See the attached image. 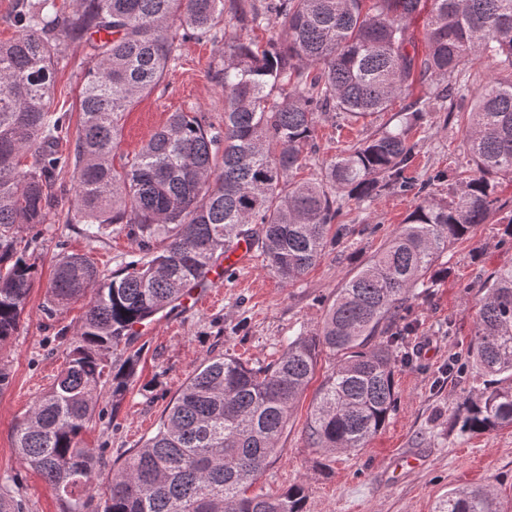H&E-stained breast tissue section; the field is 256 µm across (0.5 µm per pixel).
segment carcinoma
Segmentation results:
<instances>
[{"label": "carcinoma", "mask_w": 512, "mask_h": 512, "mask_svg": "<svg viewBox=\"0 0 512 512\" xmlns=\"http://www.w3.org/2000/svg\"><path fill=\"white\" fill-rule=\"evenodd\" d=\"M230 11L251 31L272 22L266 40L224 43L217 70L224 125L201 110L173 112L140 151L113 164L120 116L152 94L177 60L181 41L205 38ZM427 12L426 51L412 21ZM105 34L92 45L82 77V122L72 156L52 151L66 115L49 108L65 42ZM496 63L469 112L473 174L448 199L421 186L419 203L390 239L336 289L321 324L288 342L274 362L251 367L219 355L198 367L155 434L112 473L99 496L98 455L82 435L101 387L120 396L136 372L135 326L181 305L187 288L240 241L257 249L282 282L300 280L339 224L336 194L364 202L383 187L414 190L405 176L420 108L400 124L331 160L324 179L293 181L314 146L319 113L357 120L382 112L418 80L465 86L471 61ZM31 155L25 170L19 158ZM72 170L70 221L97 238L125 234L132 259L101 274L85 255L62 253L46 289L52 315L89 297L68 359L48 390L15 424L19 460L37 469L63 512H304L305 489L247 495L278 451L319 354L335 363L307 425L309 446L354 452L395 410L398 332L415 289L441 273L437 261L496 210L498 179L512 178V0H55L21 4L16 34L0 41V347L17 332L35 282L18 255L16 229L48 223L58 204L50 178ZM468 354L490 380L462 402L465 433L512 425V268L479 285ZM398 332L386 333L388 329ZM122 349L119 362L109 353ZM0 512H23L0 487ZM437 512H502L487 485L463 486Z\"/></svg>", "instance_id": "obj_1"}]
</instances>
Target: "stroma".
Here are the masks:
<instances>
[{
  "label": "stroma",
  "instance_id": "obj_1",
  "mask_svg": "<svg viewBox=\"0 0 512 512\" xmlns=\"http://www.w3.org/2000/svg\"><path fill=\"white\" fill-rule=\"evenodd\" d=\"M246 35L228 15L212 36L182 42L179 59L162 85L124 113L117 156L136 153L169 113L191 105L200 107L212 123L222 124L224 98L215 72L222 65L225 39ZM89 52L88 44H67L56 68L51 105L70 116L67 133L55 144L56 152L63 155L74 150L81 78ZM469 72L463 98L444 91L430 98L427 84L417 83L387 111L356 122L339 112L321 113L315 147L301 177H322L331 158L394 128L398 112L423 100L427 114L410 135L417 148L406 175L414 183H429L432 194L447 197L448 176L466 169L470 159L466 113L491 74L483 59ZM439 171L446 174L440 181L435 178ZM498 195L502 209L469 238L450 246L439 260L445 276L418 289L408 302L413 330L401 349L412 354L413 362L395 372L397 408L382 430L365 448L351 453L326 454L309 447L307 418L333 364L332 357L320 354L315 376L293 411L279 450L250 494H274L300 484L305 488V512H434L453 489L488 482L495 486L504 512H512V427L468 434L453 423L463 397L486 382L485 376L463 363L474 338L478 292L473 284L479 274L512 267V229L507 226L512 217V182L502 181ZM417 203L414 192L392 189L361 203L337 196L336 221L353 226L354 231L340 238L295 284L282 283L266 268L260 253L250 250L245 261L233 265L232 278L216 283L218 302L204 308L179 306L156 331L140 336L142 358L133 383L118 397L111 389H102L85 435L87 446L101 457L99 483L107 484L112 471L153 436L169 403L202 363L224 355L252 366L265 365L281 355L289 338L316 329L341 282L390 239ZM17 237L29 244L26 257L37 278L15 336L0 351V366L9 374L8 386L0 391V485L21 499L24 512H62L61 502L41 474L23 464L13 447L16 422L61 370L67 338L85 311L80 300L46 315V285L61 252L86 255L109 275L128 261L132 244L122 233L88 238L83 225L71 222L65 197L40 234L27 228ZM452 358L461 364L450 373L446 366ZM411 452L420 454L424 465L400 470L403 456Z\"/></svg>",
  "mask_w": 512,
  "mask_h": 512
}]
</instances>
